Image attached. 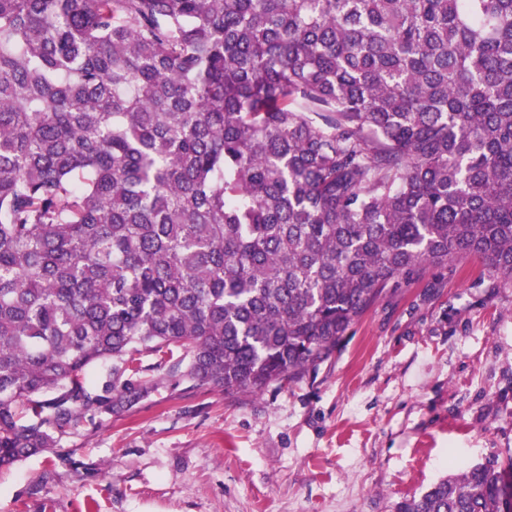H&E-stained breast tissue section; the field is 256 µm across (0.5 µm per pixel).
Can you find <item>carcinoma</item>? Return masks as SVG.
Returning a JSON list of instances; mask_svg holds the SVG:
<instances>
[{
	"mask_svg": "<svg viewBox=\"0 0 512 512\" xmlns=\"http://www.w3.org/2000/svg\"><path fill=\"white\" fill-rule=\"evenodd\" d=\"M464 256L512 283V0H0V469ZM393 512H512V456Z\"/></svg>",
	"mask_w": 512,
	"mask_h": 512,
	"instance_id": "1",
	"label": "carcinoma"
}]
</instances>
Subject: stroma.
I'll return each mask as SVG.
<instances>
[{"label":"stroma","instance_id":"35a3bbf8","mask_svg":"<svg viewBox=\"0 0 512 512\" xmlns=\"http://www.w3.org/2000/svg\"><path fill=\"white\" fill-rule=\"evenodd\" d=\"M138 404L0 470V512H392L512 455V286L478 258L386 291L331 360L228 394L143 354Z\"/></svg>","mask_w":512,"mask_h":512}]
</instances>
